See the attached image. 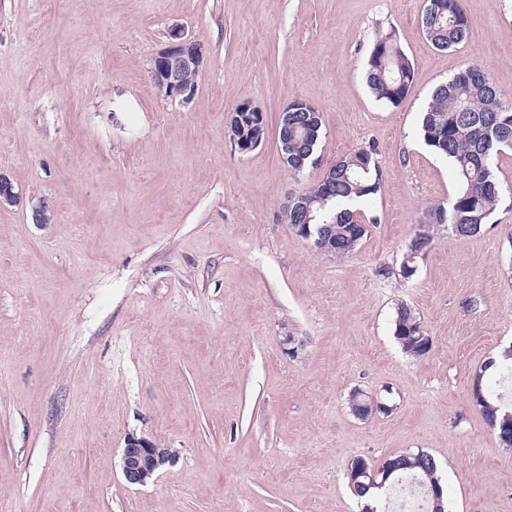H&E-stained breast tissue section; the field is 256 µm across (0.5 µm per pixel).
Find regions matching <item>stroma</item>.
<instances>
[{
	"mask_svg": "<svg viewBox=\"0 0 512 512\" xmlns=\"http://www.w3.org/2000/svg\"><path fill=\"white\" fill-rule=\"evenodd\" d=\"M423 0H0V512H360L348 468L424 450L449 512H512V447L474 406L485 361L512 344V151L483 232L435 230L401 265L429 206L456 190L418 135L437 85L480 65L512 101V0H466L469 39L435 49ZM179 24L208 63L183 106L153 83ZM415 63L396 108L364 67L376 28ZM301 99L323 119L319 167L277 141ZM262 109L242 154L230 112ZM375 145L377 195L354 251L324 255L284 221L289 194ZM46 203L51 223L33 208ZM432 338L393 336L398 305ZM302 341L297 356L283 342ZM360 390L389 407L361 419ZM176 449L129 486V434ZM242 103L246 104V103H249V102H248V101H244V102H242ZM242 103H240L239 105H242ZM239 105H238V106H239ZM250 105H251V104H250ZM238 106H236V107H235V109H236ZM251 106H255L257 109H256L255 107H253L254 111H253V109H251V110H249V111H246L245 109L243 110L240 106L237 108V112H256L257 118H254V117L252 116V119H253V120H255V121H256V120H260V122H262V121H263V125H262V127H261V126H255V127H253V126L251 125V122L247 121V119H246V118H244V119H243V122H244V128H243V132H242V130H241L240 135H241V136H243V133H244V134L247 136V138H246V136H245V139H246L249 143H252V149H251L249 152L253 151L254 149H256V148L261 144V142L263 141V139H264V137H265V133H266V120H265V118H264V113H263V111H262L258 106L254 105L253 103H252V105H251ZM235 109H234V110H233V112L231 113V118H230V121H229V127H228V128H229V130H231V131H235V129H236V127H237V126H236V125H237V122H236V121H234V118H235ZM260 111H261V112H260ZM263 118H264V120H263ZM249 152H248V153H249Z\"/></svg>",
	"mask_w": 512,
	"mask_h": 512,
	"instance_id": "35a3bbf8",
	"label": "stroma"
}]
</instances>
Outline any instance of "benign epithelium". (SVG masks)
Wrapping results in <instances>:
<instances>
[{"label": "benign epithelium", "mask_w": 512, "mask_h": 512, "mask_svg": "<svg viewBox=\"0 0 512 512\" xmlns=\"http://www.w3.org/2000/svg\"><path fill=\"white\" fill-rule=\"evenodd\" d=\"M171 42L160 50L152 60L151 78L158 90L167 98L183 104L192 97V89L186 86L182 76L186 73H200L207 64L203 47L188 36L183 27L175 24L170 31ZM282 129L279 136L280 154L283 161H288V140L293 138L298 126L295 113H282ZM20 196L14 191L10 180L0 174V206L14 205ZM176 451L165 448L146 437L131 435L127 437L122 449L121 467L126 482L130 485L143 486L160 470L174 464ZM398 465L389 460L376 469L361 468L349 471L351 483L359 479L368 480L370 486H384L393 482Z\"/></svg>", "instance_id": "benign-epithelium-1"}]
</instances>
